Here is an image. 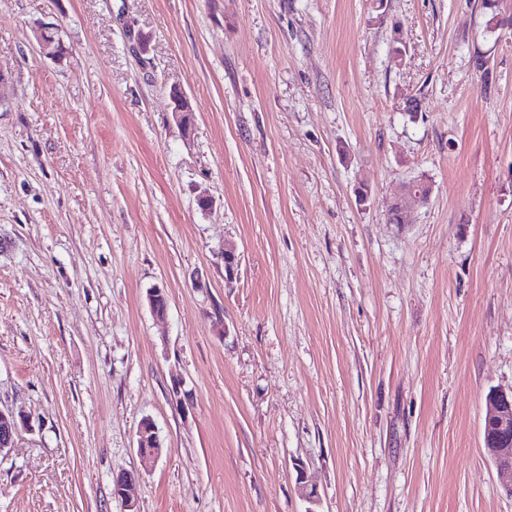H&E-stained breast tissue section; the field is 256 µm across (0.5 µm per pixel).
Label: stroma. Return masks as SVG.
Returning a JSON list of instances; mask_svg holds the SVG:
<instances>
[{
  "instance_id": "stroma-1",
  "label": "stroma",
  "mask_w": 512,
  "mask_h": 512,
  "mask_svg": "<svg viewBox=\"0 0 512 512\" xmlns=\"http://www.w3.org/2000/svg\"><path fill=\"white\" fill-rule=\"evenodd\" d=\"M0 65V512H512V0H0ZM58 28L52 23L41 24L35 32V40L42 54L49 57H59L57 38L52 34ZM173 98V118L184 128H191L194 124L195 113L187 95L180 91V94H175ZM427 186V193H414V191L407 193L405 185L403 192L394 200L393 204L391 205L388 216L396 211L402 224L411 223L414 206L426 203L431 196L432 186ZM485 446L494 455L497 468L510 475L504 490L512 497V392L495 390L486 401ZM26 425L24 416L0 409V453L13 448L16 436ZM154 434V437H151V434ZM155 443V449H151L148 451L147 448H152L149 443ZM161 447V443L156 431L155 424L149 418L144 419L138 429L137 432V449L142 458L145 460H156L161 452L159 448Z\"/></svg>"
}]
</instances>
